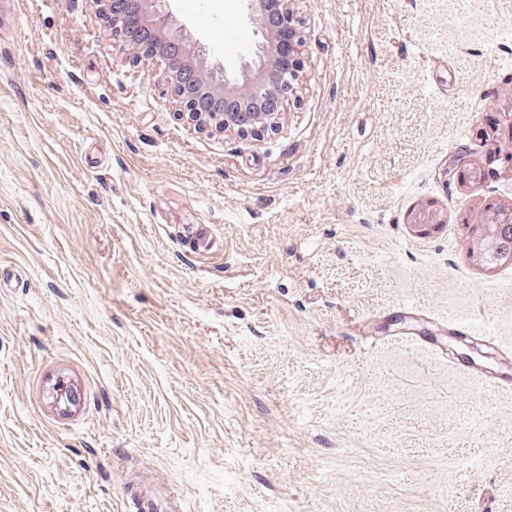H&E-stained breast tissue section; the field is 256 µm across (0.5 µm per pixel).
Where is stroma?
Listing matches in <instances>:
<instances>
[{"label": "stroma", "mask_w": 512, "mask_h": 512, "mask_svg": "<svg viewBox=\"0 0 512 512\" xmlns=\"http://www.w3.org/2000/svg\"><path fill=\"white\" fill-rule=\"evenodd\" d=\"M167 7L207 77L261 74L245 0ZM292 7L261 138L189 123L90 0L0 12V512H512V260L469 252L512 207V0Z\"/></svg>", "instance_id": "stroma-1"}]
</instances>
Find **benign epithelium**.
<instances>
[{"mask_svg": "<svg viewBox=\"0 0 512 512\" xmlns=\"http://www.w3.org/2000/svg\"><path fill=\"white\" fill-rule=\"evenodd\" d=\"M90 2L103 19L107 37L127 51L132 63L152 60L163 67L164 91L174 97L180 115L200 129L259 138L277 130L283 112L297 101L303 31L290 0H248L252 23L272 35V58L265 78L241 93L216 91L203 83L187 61L190 46L182 30L169 14L148 8L163 0H123L125 6L112 11L110 0Z\"/></svg>", "mask_w": 512, "mask_h": 512, "instance_id": "obj_1", "label": "benign epithelium"}]
</instances>
